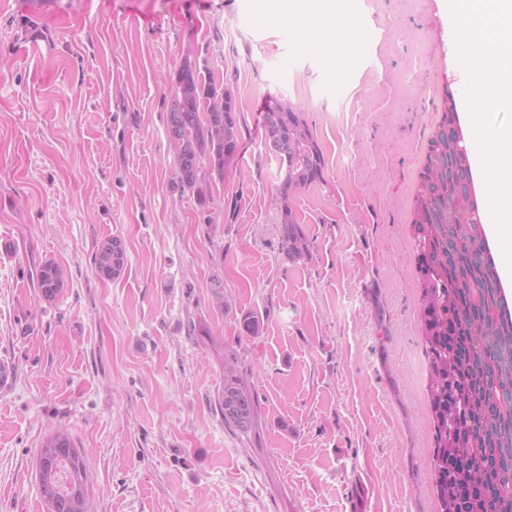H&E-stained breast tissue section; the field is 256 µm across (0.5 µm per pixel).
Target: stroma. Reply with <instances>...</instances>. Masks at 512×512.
Instances as JSON below:
<instances>
[{"label": "stroma", "instance_id": "stroma-1", "mask_svg": "<svg viewBox=\"0 0 512 512\" xmlns=\"http://www.w3.org/2000/svg\"><path fill=\"white\" fill-rule=\"evenodd\" d=\"M345 5L359 48L339 76L236 0H0V363L15 372L0 512H41L36 456L58 428L87 453L93 512H436L409 227L468 74L449 0ZM187 59L239 104L237 157L204 206L175 188L166 133ZM271 96L301 109L326 161L293 201L312 243L296 266L262 145ZM112 236L126 269L103 281L92 256ZM48 260L67 272L52 304L35 280ZM245 312L259 332L242 339ZM225 347L259 393L247 442L214 408Z\"/></svg>", "mask_w": 512, "mask_h": 512}]
</instances>
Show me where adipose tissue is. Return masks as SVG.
<instances>
[{"label": "adipose tissue", "instance_id": "obj_1", "mask_svg": "<svg viewBox=\"0 0 512 512\" xmlns=\"http://www.w3.org/2000/svg\"><path fill=\"white\" fill-rule=\"evenodd\" d=\"M271 19L299 27L316 38L320 48L331 50L337 72H345L355 60L353 35L356 23L343 0H264Z\"/></svg>", "mask_w": 512, "mask_h": 512}]
</instances>
